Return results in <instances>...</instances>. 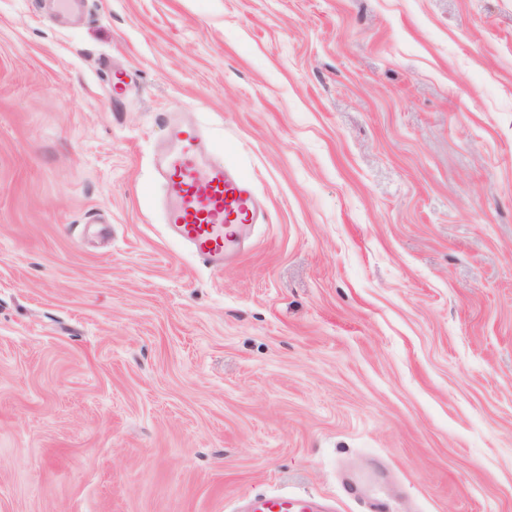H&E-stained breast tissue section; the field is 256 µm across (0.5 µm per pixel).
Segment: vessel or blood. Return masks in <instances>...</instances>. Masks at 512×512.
<instances>
[{
	"mask_svg": "<svg viewBox=\"0 0 512 512\" xmlns=\"http://www.w3.org/2000/svg\"><path fill=\"white\" fill-rule=\"evenodd\" d=\"M169 148L159 160L165 221L172 234L192 247L204 264L219 269L243 229L254 223L250 181L228 164L209 161L198 136L168 123ZM311 495L261 493L245 499L244 512H320Z\"/></svg>",
	"mask_w": 512,
	"mask_h": 512,
	"instance_id": "b4317fda",
	"label": "vessel or blood"
}]
</instances>
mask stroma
Wrapping results in <instances>:
<instances>
[{"label": "stroma", "instance_id": "1", "mask_svg": "<svg viewBox=\"0 0 512 512\" xmlns=\"http://www.w3.org/2000/svg\"><path fill=\"white\" fill-rule=\"evenodd\" d=\"M265 210L164 221L160 114ZM512 512V0H0V512ZM318 499L311 495L261 493L244 500L243 512H323Z\"/></svg>", "mask_w": 512, "mask_h": 512}]
</instances>
